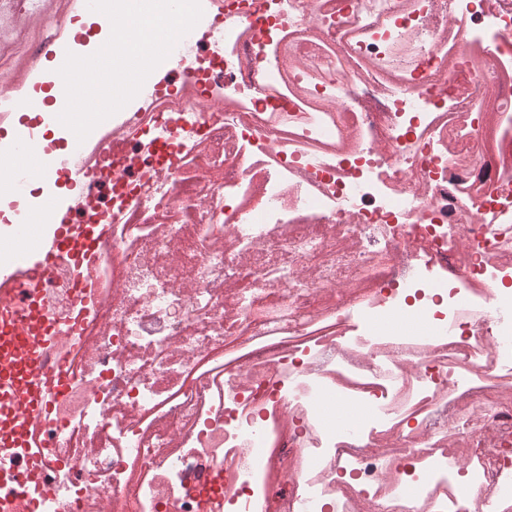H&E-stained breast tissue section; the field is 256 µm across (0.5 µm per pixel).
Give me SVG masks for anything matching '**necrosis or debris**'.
Wrapping results in <instances>:
<instances>
[{
    "mask_svg": "<svg viewBox=\"0 0 512 512\" xmlns=\"http://www.w3.org/2000/svg\"><path fill=\"white\" fill-rule=\"evenodd\" d=\"M196 32L88 186L0 188V268L46 211L108 227L0 292L11 363L70 375L9 402L45 475L0 447V512H512V0H214ZM0 117L48 152L55 113Z\"/></svg>",
    "mask_w": 512,
    "mask_h": 512,
    "instance_id": "necrosis-or-debris-1",
    "label": "necrosis or debris"
}]
</instances>
